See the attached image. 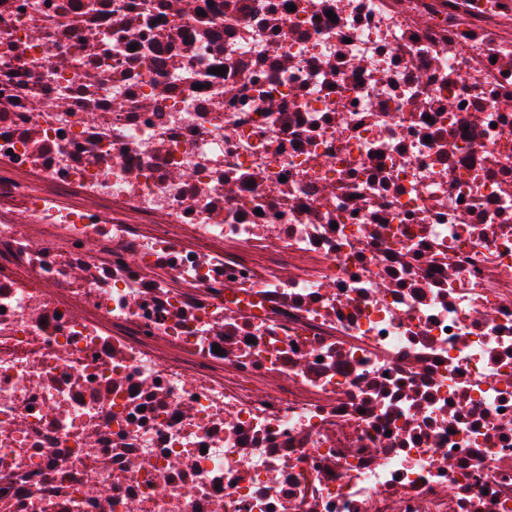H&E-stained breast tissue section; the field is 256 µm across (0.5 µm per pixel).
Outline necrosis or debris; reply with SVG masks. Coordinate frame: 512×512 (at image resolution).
I'll list each match as a JSON object with an SVG mask.
<instances>
[{"instance_id": "necrosis-or-debris-1", "label": "necrosis or debris", "mask_w": 512, "mask_h": 512, "mask_svg": "<svg viewBox=\"0 0 512 512\" xmlns=\"http://www.w3.org/2000/svg\"><path fill=\"white\" fill-rule=\"evenodd\" d=\"M0 512H512V0H0Z\"/></svg>"}]
</instances>
